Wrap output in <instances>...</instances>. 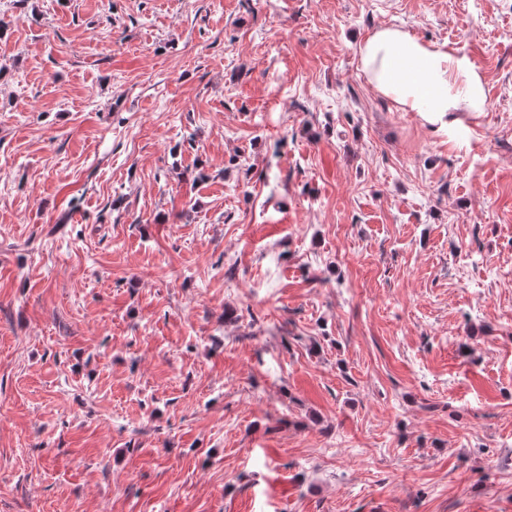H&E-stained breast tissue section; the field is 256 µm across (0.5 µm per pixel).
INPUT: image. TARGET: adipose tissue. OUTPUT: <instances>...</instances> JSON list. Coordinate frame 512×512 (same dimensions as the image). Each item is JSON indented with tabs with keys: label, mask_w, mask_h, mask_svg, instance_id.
<instances>
[{
	"label": "adipose tissue",
	"mask_w": 512,
	"mask_h": 512,
	"mask_svg": "<svg viewBox=\"0 0 512 512\" xmlns=\"http://www.w3.org/2000/svg\"><path fill=\"white\" fill-rule=\"evenodd\" d=\"M369 84L429 129L460 137L484 114L485 80L468 57L392 26L376 29L359 46Z\"/></svg>",
	"instance_id": "adipose-tissue-1"
}]
</instances>
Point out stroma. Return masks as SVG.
Instances as JSON below:
<instances>
[{
    "mask_svg": "<svg viewBox=\"0 0 512 512\" xmlns=\"http://www.w3.org/2000/svg\"><path fill=\"white\" fill-rule=\"evenodd\" d=\"M0 512H512V0H0ZM369 84L429 129L460 137L484 114L485 80L468 57L426 43L392 26L376 29L359 46Z\"/></svg>",
    "mask_w": 512,
    "mask_h": 512,
    "instance_id": "35a3bbf8",
    "label": "stroma"
}]
</instances>
